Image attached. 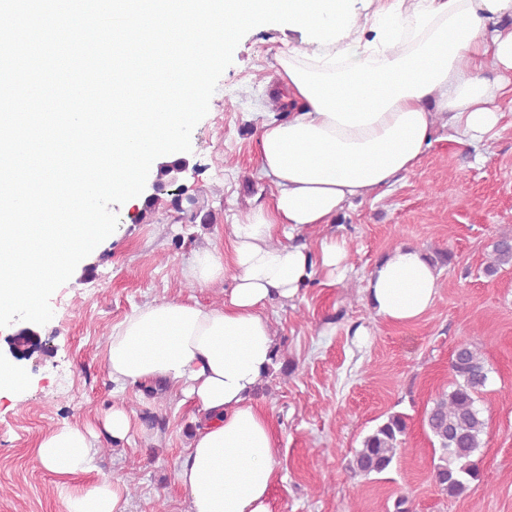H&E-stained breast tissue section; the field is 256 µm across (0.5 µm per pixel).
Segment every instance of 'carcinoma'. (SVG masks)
<instances>
[{
	"instance_id": "cac0c4a2",
	"label": "carcinoma",
	"mask_w": 512,
	"mask_h": 512,
	"mask_svg": "<svg viewBox=\"0 0 512 512\" xmlns=\"http://www.w3.org/2000/svg\"><path fill=\"white\" fill-rule=\"evenodd\" d=\"M183 160L161 162L155 181L159 191L147 198L144 207L137 211L135 220L143 221L156 204L167 194V188L179 182L184 171ZM512 266V236L500 235L491 244L486 273L493 275L506 266ZM13 353L26 357L40 347L37 334L29 328L18 330L11 338ZM449 371L453 389L439 393L426 411L424 426L431 436L434 452L438 453L433 465L432 478L441 493L458 498L480 480V448L487 435L486 421L476 408L489 376L481 350L474 344L460 343L452 355ZM408 432L406 417L390 414L362 441L354 454L351 469L364 476L380 474L387 470L403 450Z\"/></svg>"
}]
</instances>
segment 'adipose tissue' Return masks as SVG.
I'll use <instances>...</instances> for the list:
<instances>
[{"instance_id":"1","label":"adipose tissue","mask_w":512,"mask_h":512,"mask_svg":"<svg viewBox=\"0 0 512 512\" xmlns=\"http://www.w3.org/2000/svg\"><path fill=\"white\" fill-rule=\"evenodd\" d=\"M347 38L278 57L283 120L264 122L257 173L269 202L229 225L231 254L203 251L188 270L202 288L232 277L217 306L182 300L136 308L112 328L105 362L117 388L167 383L201 414L175 477L188 512H273L278 443L253 394L273 364V300L294 299L317 274L346 277L350 244L301 232L335 223L355 202L416 170L445 119L463 144H488L512 99V0H377ZM374 314L408 324L432 307L439 274L401 244L364 278ZM97 434L68 425L43 438L40 463L61 481L91 472ZM124 489L103 476L66 491L64 512H123Z\"/></svg>"}]
</instances>
